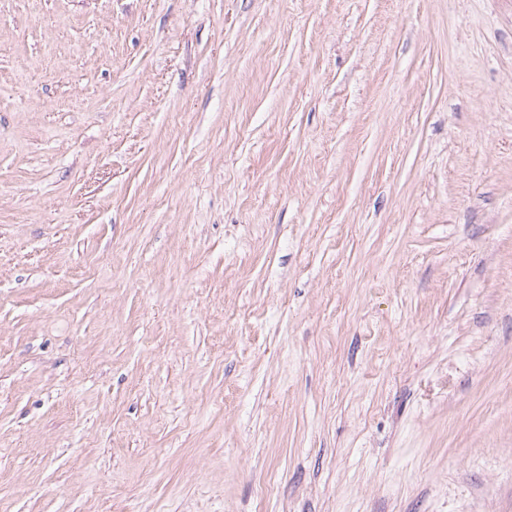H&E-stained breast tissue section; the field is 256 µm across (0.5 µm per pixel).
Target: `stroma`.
Wrapping results in <instances>:
<instances>
[{
    "label": "stroma",
    "mask_w": 512,
    "mask_h": 512,
    "mask_svg": "<svg viewBox=\"0 0 512 512\" xmlns=\"http://www.w3.org/2000/svg\"><path fill=\"white\" fill-rule=\"evenodd\" d=\"M0 512H512V0H0Z\"/></svg>",
    "instance_id": "1"
}]
</instances>
